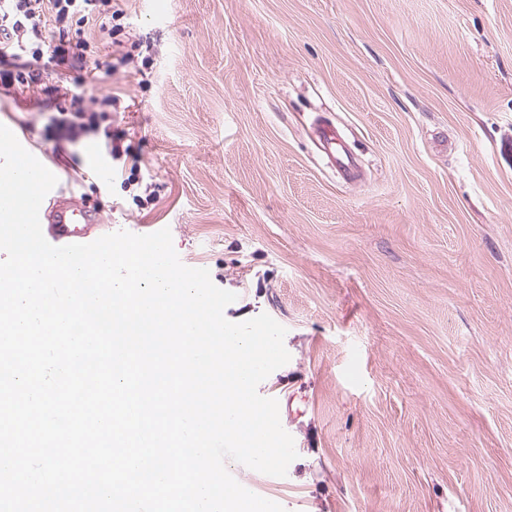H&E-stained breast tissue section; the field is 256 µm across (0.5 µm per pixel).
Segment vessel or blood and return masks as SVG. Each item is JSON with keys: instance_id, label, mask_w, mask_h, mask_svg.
Listing matches in <instances>:
<instances>
[{"instance_id": "1", "label": "vessel or blood", "mask_w": 512, "mask_h": 512, "mask_svg": "<svg viewBox=\"0 0 512 512\" xmlns=\"http://www.w3.org/2000/svg\"><path fill=\"white\" fill-rule=\"evenodd\" d=\"M39 218L45 239L52 245L89 243L97 238L98 218L72 199H60Z\"/></svg>"}]
</instances>
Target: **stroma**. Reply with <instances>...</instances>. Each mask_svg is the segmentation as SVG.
<instances>
[{"label": "stroma", "instance_id": "35a3bbf8", "mask_svg": "<svg viewBox=\"0 0 512 512\" xmlns=\"http://www.w3.org/2000/svg\"><path fill=\"white\" fill-rule=\"evenodd\" d=\"M72 137L53 97L0 85L51 197L107 233L170 228L181 262L266 313L289 362L286 476L228 461L285 512H512V0H126ZM356 155L344 180L316 133ZM117 141L101 160L92 148Z\"/></svg>", "mask_w": 512, "mask_h": 512}]
</instances>
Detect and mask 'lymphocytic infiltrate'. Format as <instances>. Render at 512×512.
I'll return each mask as SVG.
<instances>
[{"instance_id": "lymphocytic-infiltrate-1", "label": "lymphocytic infiltrate", "mask_w": 512, "mask_h": 512, "mask_svg": "<svg viewBox=\"0 0 512 512\" xmlns=\"http://www.w3.org/2000/svg\"><path fill=\"white\" fill-rule=\"evenodd\" d=\"M124 15L119 0H0V62L22 60L19 71H0V84L42 92V73L57 57L85 62V74L71 94L72 134L92 126L96 111L84 104L85 89L99 80L92 58L99 44L111 43Z\"/></svg>"}]
</instances>
